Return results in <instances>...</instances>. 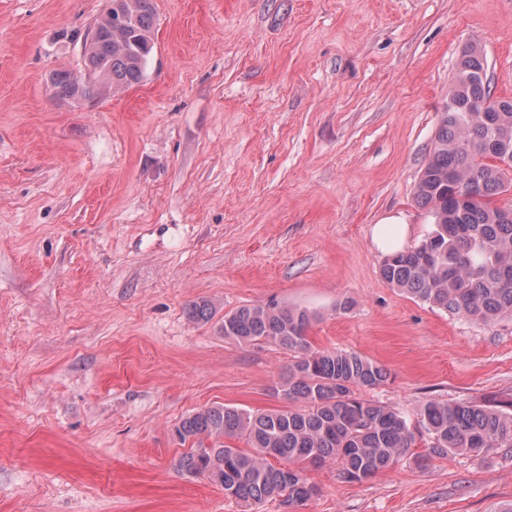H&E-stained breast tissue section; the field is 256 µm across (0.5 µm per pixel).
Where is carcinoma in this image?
Segmentation results:
<instances>
[{
	"label": "carcinoma",
	"instance_id": "obj_1",
	"mask_svg": "<svg viewBox=\"0 0 512 512\" xmlns=\"http://www.w3.org/2000/svg\"><path fill=\"white\" fill-rule=\"evenodd\" d=\"M126 25L85 42L86 79L67 71L51 78L60 99L93 98L100 88L139 83L153 49L154 0H127ZM483 51H462L448 102L440 112L433 150L422 168L415 202L432 219L418 245L388 255L380 266L391 287L432 308L488 322L512 316V166L494 162L512 151V98H497ZM197 322L215 316L211 301L188 306ZM311 315L300 309L244 305L224 315L217 331L239 344H275L294 353L275 393L288 408L251 413L213 406L185 417L178 439L193 449L177 462L183 473L205 476L224 495L247 506L280 497L306 504L317 487L306 468L332 462L348 482H366L424 441L420 464L450 453L482 454L512 447V401L427 400L408 417L365 399L361 392L386 384L389 369L355 351H314L308 340ZM245 439L249 448L227 444Z\"/></svg>",
	"mask_w": 512,
	"mask_h": 512
}]
</instances>
